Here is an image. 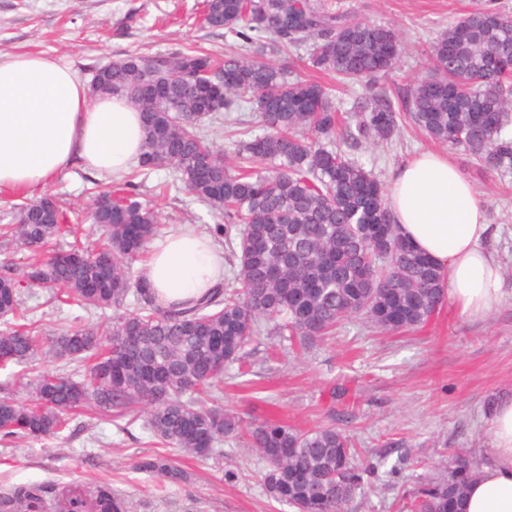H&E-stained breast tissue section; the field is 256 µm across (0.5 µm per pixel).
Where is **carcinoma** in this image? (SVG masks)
Segmentation results:
<instances>
[{"label":"carcinoma","mask_w":512,"mask_h":512,"mask_svg":"<svg viewBox=\"0 0 512 512\" xmlns=\"http://www.w3.org/2000/svg\"><path fill=\"white\" fill-rule=\"evenodd\" d=\"M201 21L248 54L221 63L200 51L130 55L96 69L97 91L126 98L142 114L135 168L108 191L93 182L85 213H68L44 196L0 216V235L35 255L20 275L10 259L0 261V369L26 362L39 345L22 286L49 288V301L84 309L119 310L134 296L132 310L54 341L60 356L91 362L89 380L46 373L31 403L0 397V442L53 435L67 425V410L89 406L123 416L143 404L146 428L160 445L209 459L245 435L267 464L263 485L275 501L296 512H348L377 467L356 459L344 431H301L275 419L246 423L200 405L198 395L223 386L227 366L263 334L305 348L356 317L384 333L430 321L445 302L443 272L398 233L383 184L354 153L409 126L486 171L512 172V15L485 5L439 31L429 43L431 74L396 100L382 84L403 53L391 27L323 0H203ZM306 43L312 68L361 85L353 119L340 120L323 84L292 81L286 70L256 60ZM244 87L264 133L239 141L228 165L200 122L235 111ZM159 169L224 216L215 233L224 237L239 287L221 283L189 306L163 310L142 281L131 282L129 261L162 223L137 199L134 179ZM88 218L112 258L106 271L77 239V225ZM65 235L74 237L68 248L37 258ZM136 467L171 482L184 477L161 457ZM443 468L444 476L413 492L408 512H457L479 466L458 451ZM49 491L58 512H125L107 484L33 486L15 498L26 512H43Z\"/></svg>","instance_id":"cac0c4a2"}]
</instances>
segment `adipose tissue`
Wrapping results in <instances>:
<instances>
[{"instance_id": "adipose-tissue-1", "label": "adipose tissue", "mask_w": 512, "mask_h": 512, "mask_svg": "<svg viewBox=\"0 0 512 512\" xmlns=\"http://www.w3.org/2000/svg\"><path fill=\"white\" fill-rule=\"evenodd\" d=\"M140 115L118 96L91 97L87 81L60 59L0 58V191L45 188L65 168L118 177L137 163ZM387 206L401 236L445 272L448 299L482 317L504 294L483 202L447 155L427 151L398 167ZM224 274V248L205 231L172 230L154 244L140 277L160 308L205 295ZM493 455L473 477L461 512H512V401L488 420Z\"/></svg>"}]
</instances>
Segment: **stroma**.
<instances>
[{"label":"stroma","instance_id":"1","mask_svg":"<svg viewBox=\"0 0 512 512\" xmlns=\"http://www.w3.org/2000/svg\"><path fill=\"white\" fill-rule=\"evenodd\" d=\"M481 0H342L360 17L399 30L400 66L385 82L389 94L405 91L427 71L419 65L430 39ZM198 0H0V55L42 52L63 59L84 78L132 54L151 56L200 50L216 58L236 52L223 31L201 27ZM423 134L403 128L387 144L361 145L356 154L381 182L395 168L424 151H440ZM451 158L480 192L495 235L490 247L500 261L506 297L481 319L443 306L422 329L383 333L362 319L345 322L335 336L307 350H289L278 337L263 336L247 347L248 375L229 366L224 392L216 400L244 421L276 417L300 429L336 425L358 448L360 461L376 465L388 445L402 441L411 463L385 478L381 488L358 495L350 512H406L421 481L441 476L442 462L455 451L488 462V400L512 399V173L487 174L462 151ZM89 174L64 171L46 189L63 209L83 208ZM158 174L142 179L139 199L161 213L168 228L201 230L222 218L181 188L156 192ZM45 292L27 288L25 306L34 308L41 330L35 357L0 370V389L30 402L42 372L89 373L75 361L57 358L56 336L91 326L96 313L78 307L55 310ZM146 456L169 459L185 477L172 483L136 469ZM264 463L245 440L225 445L223 456L199 460L154 443L142 421L99 410L77 413L60 436L0 444V512L3 501L22 486L109 484L128 512H294L269 499L261 481Z\"/></svg>","mask_w":512,"mask_h":512}]
</instances>
